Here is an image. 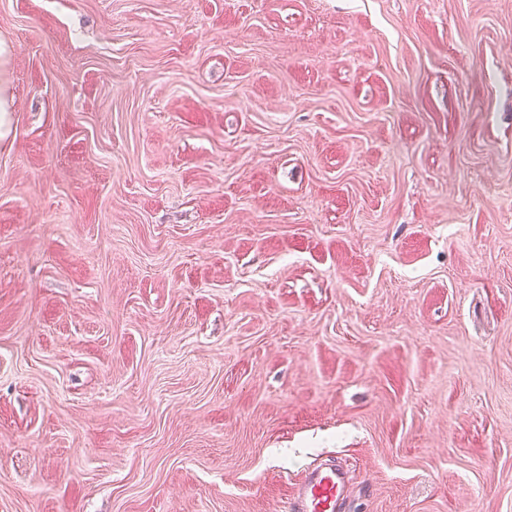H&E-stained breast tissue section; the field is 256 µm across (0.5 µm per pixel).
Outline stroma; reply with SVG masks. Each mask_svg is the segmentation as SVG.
I'll use <instances>...</instances> for the list:
<instances>
[{
  "instance_id": "35a3bbf8",
  "label": "stroma",
  "mask_w": 512,
  "mask_h": 512,
  "mask_svg": "<svg viewBox=\"0 0 512 512\" xmlns=\"http://www.w3.org/2000/svg\"><path fill=\"white\" fill-rule=\"evenodd\" d=\"M0 512H512V0H0ZM11 59V46L0 39V140L8 138L11 133V114L16 110L15 98L7 78ZM349 471L334 463L309 464L294 483L281 512H340Z\"/></svg>"
}]
</instances>
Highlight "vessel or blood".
I'll return each mask as SVG.
<instances>
[{"label": "vessel or blood", "instance_id": "vessel-or-blood-1", "mask_svg": "<svg viewBox=\"0 0 512 512\" xmlns=\"http://www.w3.org/2000/svg\"><path fill=\"white\" fill-rule=\"evenodd\" d=\"M347 469L333 463L307 465L280 512H339L345 504Z\"/></svg>", "mask_w": 512, "mask_h": 512}]
</instances>
